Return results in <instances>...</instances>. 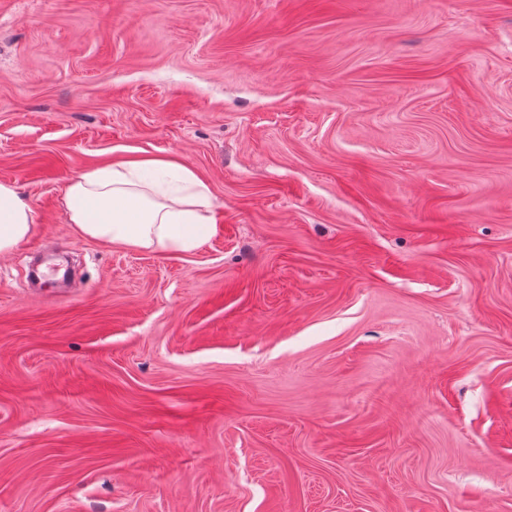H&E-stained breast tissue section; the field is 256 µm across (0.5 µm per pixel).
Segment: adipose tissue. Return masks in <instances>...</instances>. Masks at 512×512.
<instances>
[{
	"mask_svg": "<svg viewBox=\"0 0 512 512\" xmlns=\"http://www.w3.org/2000/svg\"><path fill=\"white\" fill-rule=\"evenodd\" d=\"M64 207L81 235L133 249L191 252L214 230L206 185L165 158L87 170L67 186ZM33 227L32 206L15 185L0 183V253L14 249Z\"/></svg>",
	"mask_w": 512,
	"mask_h": 512,
	"instance_id": "ef3b65f1",
	"label": "adipose tissue"
}]
</instances>
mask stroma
Wrapping results in <instances>:
<instances>
[{"label": "stroma", "instance_id": "1", "mask_svg": "<svg viewBox=\"0 0 512 512\" xmlns=\"http://www.w3.org/2000/svg\"><path fill=\"white\" fill-rule=\"evenodd\" d=\"M171 158L190 253L79 235ZM0 512H512V0H0ZM64 207L81 235L133 249L191 252L215 228L206 185L165 158L87 170L66 187ZM34 227L32 206L15 185L0 183V253H8L30 236Z\"/></svg>", "mask_w": 512, "mask_h": 512}]
</instances>
